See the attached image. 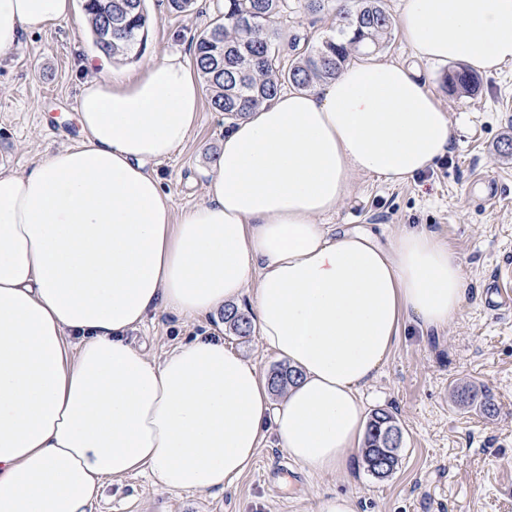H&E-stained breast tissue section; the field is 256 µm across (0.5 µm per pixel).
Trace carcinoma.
<instances>
[{
    "label": "carcinoma",
    "mask_w": 512,
    "mask_h": 512,
    "mask_svg": "<svg viewBox=\"0 0 512 512\" xmlns=\"http://www.w3.org/2000/svg\"><path fill=\"white\" fill-rule=\"evenodd\" d=\"M333 0H222L219 14L195 39L194 63L209 91L215 112L234 120L277 96L286 84L305 88L314 81L336 78L356 55L382 51L392 31V17L383 0H352L339 17L334 31L317 42L294 37L293 58L281 50L279 19L299 8L321 13ZM88 17L89 37L96 51L109 59L125 60L132 49L144 46L148 37L145 0H82ZM250 23L244 25L241 19ZM112 26V41H103L106 26ZM448 90L460 97L473 94L479 78L463 68L448 72ZM224 322L236 334L251 332L248 316L235 307L224 310ZM294 373L280 364L271 372L270 387L280 393L293 381ZM453 401L474 408L486 417L498 414L490 390L471 386L453 390ZM402 433L394 414L385 408L370 413L363 456L367 470L378 478L392 474L399 464L401 445L389 446L391 432Z\"/></svg>",
    "instance_id": "obj_1"
}]
</instances>
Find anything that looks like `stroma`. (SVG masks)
<instances>
[{
  "label": "stroma",
  "mask_w": 512,
  "mask_h": 512,
  "mask_svg": "<svg viewBox=\"0 0 512 512\" xmlns=\"http://www.w3.org/2000/svg\"><path fill=\"white\" fill-rule=\"evenodd\" d=\"M218 2L196 0L194 11L177 16L167 0H146V46L121 69H137L165 51L190 54L193 37L209 25ZM93 51L76 14L23 37L10 56L0 58V166L25 170L45 150L78 140V88L95 75L82 62ZM447 72V66H434L428 80L455 131L448 155L402 184L358 177L330 218L369 228L385 244L406 228L436 230L469 281L467 300L448 328L434 333L406 324L363 391L366 410L389 409L402 429L397 469L377 478L361 465L352 476L318 480L266 441L235 491L171 493L146 475H132L105 481L94 512H315L326 492L354 494L359 512H512V311H492L486 300L495 269L512 264V155L500 152L512 144V64L481 75L478 91L463 98L449 93ZM226 124L223 113L203 106L187 143L156 165L176 212L204 200ZM480 175L494 181L493 201H485ZM223 321L220 315L186 319L161 311L131 337L158 360L219 327L225 344L263 374L279 365L258 332L240 337L223 329ZM465 383L491 391L496 417L453 402V387Z\"/></svg>",
  "instance_id": "stroma-1"
}]
</instances>
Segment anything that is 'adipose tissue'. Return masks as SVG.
<instances>
[{"label":"adipose tissue","mask_w":512,"mask_h":512,"mask_svg":"<svg viewBox=\"0 0 512 512\" xmlns=\"http://www.w3.org/2000/svg\"><path fill=\"white\" fill-rule=\"evenodd\" d=\"M74 9L0 0V55ZM398 26L415 66L351 64L235 119L205 200L183 213L153 170L202 109L178 53L102 69L80 86L77 142L0 167V512H93L106 479L135 473L229 492L268 436L313 477L349 473L362 391L404 321L447 328L468 284L427 227L386 245L325 218L358 176L397 184L449 152L422 67L512 63V0H405ZM244 296L298 375L281 400L220 334L159 361L130 339L157 312L206 316Z\"/></svg>","instance_id":"obj_1"}]
</instances>
